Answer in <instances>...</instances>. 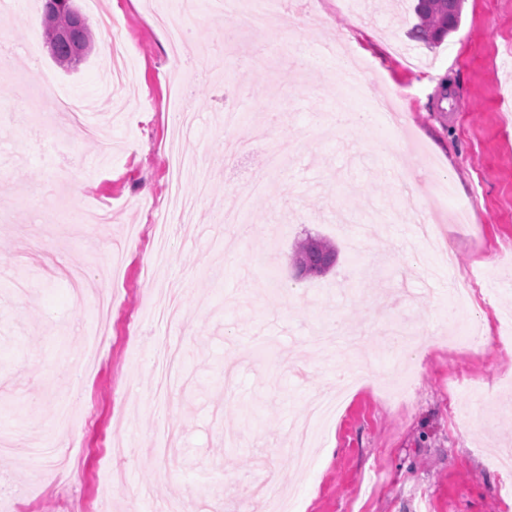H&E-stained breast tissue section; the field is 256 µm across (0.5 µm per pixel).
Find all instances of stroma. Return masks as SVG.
I'll use <instances>...</instances> for the list:
<instances>
[{"label":"stroma","mask_w":512,"mask_h":512,"mask_svg":"<svg viewBox=\"0 0 512 512\" xmlns=\"http://www.w3.org/2000/svg\"><path fill=\"white\" fill-rule=\"evenodd\" d=\"M185 17L181 0H75L94 42L109 39L97 14L122 16L137 101L118 107L103 89L106 58L93 53L66 72L43 37L42 0H17L0 14V34L32 46L51 77L39 96L83 102L103 139L52 118L40 150L27 98L24 58L0 76V432L14 443L0 467L7 512H266L275 479L296 512H512L504 475L487 455L512 443V349L476 353L445 341L449 280L483 272L472 313L486 336L512 334V0H464L461 23L436 48L411 39L413 0H282L262 32L225 24L208 0ZM183 21L172 46L150 21ZM323 40L344 48L363 71L354 98L400 112L371 124L336 125L345 91L333 62L317 60ZM234 105L248 120L277 127L224 160V142L243 134L218 112ZM197 115L178 130L177 109ZM208 165L209 192L191 223L170 227L168 260L146 273L154 218L169 194L163 145ZM283 158L268 169L269 154ZM245 219L255 233L225 239L216 206L254 177ZM451 182L453 197H440ZM112 206V224L60 223L81 207ZM474 207L471 223L453 218ZM425 208L455 257L423 248L408 213ZM335 244V265L295 277L290 258L305 235ZM86 274L85 295L112 296V322L96 370L74 366L85 350L91 307L76 305L64 269ZM152 265V264H151ZM181 294L185 320L148 311ZM345 324L365 335L357 353L315 348L313 331ZM408 335L403 354L390 339ZM178 346L183 377L173 402L153 395L158 341ZM356 356L365 381L337 421L312 441L314 463L293 452L294 427L316 393H335L337 362ZM69 402L84 415L68 432L51 417ZM175 422L172 457L159 470L151 452L159 417Z\"/></svg>","instance_id":"stroma-1"}]
</instances>
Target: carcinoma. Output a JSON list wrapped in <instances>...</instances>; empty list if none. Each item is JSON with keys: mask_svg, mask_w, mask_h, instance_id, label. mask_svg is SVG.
Segmentation results:
<instances>
[{"mask_svg": "<svg viewBox=\"0 0 512 512\" xmlns=\"http://www.w3.org/2000/svg\"><path fill=\"white\" fill-rule=\"evenodd\" d=\"M463 0H416L413 7L416 16L411 35L428 46L445 40L455 31L460 22ZM85 20L80 12L70 7L69 0H44L43 21L45 43L54 47L51 55L57 66L71 69V61L80 56L87 59L94 50L91 33L81 40L62 35V32ZM336 247L327 239L309 236L298 242L294 260L300 261L296 275L300 278H314L324 275L336 263Z\"/></svg>", "mask_w": 512, "mask_h": 512, "instance_id": "1", "label": "carcinoma"}]
</instances>
